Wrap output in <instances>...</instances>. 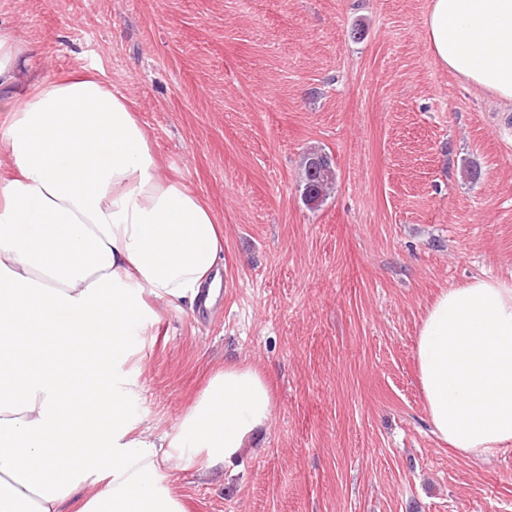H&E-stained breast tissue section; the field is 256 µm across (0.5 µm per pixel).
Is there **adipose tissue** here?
<instances>
[{
    "label": "adipose tissue",
    "mask_w": 512,
    "mask_h": 512,
    "mask_svg": "<svg viewBox=\"0 0 512 512\" xmlns=\"http://www.w3.org/2000/svg\"><path fill=\"white\" fill-rule=\"evenodd\" d=\"M437 64L512 107V0H431ZM29 46L0 28V512H183L162 467L209 475L264 433L266 377L225 364L175 431L132 417L122 367L152 325L149 300L219 285L224 234L201 200L162 178L124 96L88 77L28 78ZM27 90H19L20 81ZM434 433L480 458L512 446V285L443 290L415 343Z\"/></svg>",
    "instance_id": "obj_1"
}]
</instances>
